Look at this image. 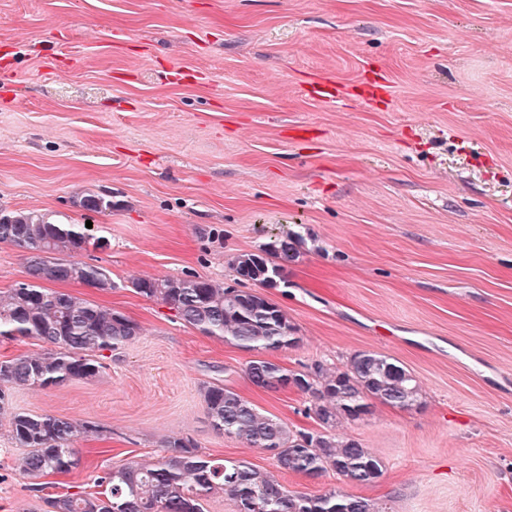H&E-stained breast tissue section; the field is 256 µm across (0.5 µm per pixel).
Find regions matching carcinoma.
Wrapping results in <instances>:
<instances>
[{"mask_svg": "<svg viewBox=\"0 0 512 512\" xmlns=\"http://www.w3.org/2000/svg\"><path fill=\"white\" fill-rule=\"evenodd\" d=\"M0 221V243L28 250V279L0 294V339H37L48 349L0 361V414L8 411L7 386L47 389L71 380L92 379L103 365L98 353L112 351L140 334L139 324L81 296L54 291L45 281L82 286L103 283L112 288L109 271L71 256L101 247L84 224H68L47 214L11 212ZM302 236L289 233L258 253L233 261L239 287L196 274L162 279L139 278L131 287L141 295L175 310L181 320L207 336L222 337L259 354L294 346L296 327L286 311L257 291L277 283V273L299 256ZM245 373L250 382L267 390L285 385L309 398L307 412L320 429L293 430L280 419L261 412L233 389L212 385L203 401L212 427L245 441L253 448L276 449L277 467L297 475L319 476L333 471L352 486H368L382 476L383 464L357 440L337 432L342 421L370 413L372 402L398 408L420 403L416 378L392 358L358 352L345 363H317L306 370L287 369L258 357ZM97 428L53 415L11 414V439L26 449L21 471L37 479L67 474L80 464L72 447L74 437ZM165 454L156 462L115 466L96 479L99 490L77 491L45 499L48 512H205L204 503L222 494L237 512H391L385 503L331 488L318 495L289 491L275 477L245 461L209 459L189 438L165 441Z\"/></svg>", "mask_w": 512, "mask_h": 512, "instance_id": "carcinoma-1", "label": "carcinoma"}]
</instances>
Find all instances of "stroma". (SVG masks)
Listing matches in <instances>:
<instances>
[{
  "label": "stroma",
  "mask_w": 512,
  "mask_h": 512,
  "mask_svg": "<svg viewBox=\"0 0 512 512\" xmlns=\"http://www.w3.org/2000/svg\"><path fill=\"white\" fill-rule=\"evenodd\" d=\"M376 73L393 95L374 107L308 94L315 74ZM89 192L111 209L84 210ZM16 211L105 236L80 258L114 289L53 288L142 332L94 379L11 390L14 410L99 433L36 492L0 416V512H48L46 497L154 462L175 436L294 492L340 486L214 430L213 383L291 429L318 423L305 395L249 381L252 353L128 286L188 272L234 285L236 256L289 231L299 257L263 294L299 342L270 360L375 351L423 390L421 405L343 423L385 464L358 495L393 512H512V0H0V213Z\"/></svg>",
  "instance_id": "1"
}]
</instances>
